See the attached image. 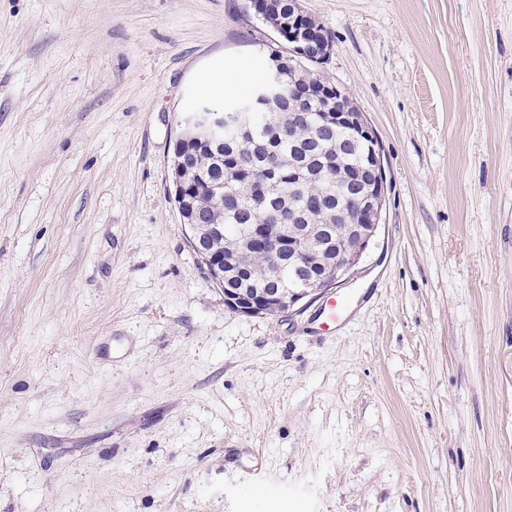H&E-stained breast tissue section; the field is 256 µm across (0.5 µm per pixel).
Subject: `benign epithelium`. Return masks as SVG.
<instances>
[{"mask_svg": "<svg viewBox=\"0 0 512 512\" xmlns=\"http://www.w3.org/2000/svg\"><path fill=\"white\" fill-rule=\"evenodd\" d=\"M304 11L298 0L288 2V50L298 62L323 64L329 58V47L322 37L301 25ZM266 76L257 88L255 101L263 104L281 95L285 86L279 66L267 60ZM324 126L345 125L355 139L373 137L365 118L344 108L326 112ZM184 129L194 137L207 141L223 138L224 114L208 106L184 116ZM345 192L352 201V208L345 214L338 237L329 229L308 226L297 236L286 237L278 224H256L252 240L268 252L278 265L312 266L309 241L320 237L317 246L321 251L336 249L329 267L321 275L301 279L288 289L263 288L248 294L238 288L224 289V305L245 315H270L296 312L329 291L338 288L356 274L357 267L374 242L381 221L385 193L384 164L380 152L372 150L358 177L345 182ZM205 268L215 281L224 278V260L214 254L204 255Z\"/></svg>", "mask_w": 512, "mask_h": 512, "instance_id": "1", "label": "benign epithelium"}]
</instances>
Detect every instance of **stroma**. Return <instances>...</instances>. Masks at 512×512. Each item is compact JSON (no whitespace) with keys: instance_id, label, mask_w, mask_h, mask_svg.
Here are the masks:
<instances>
[{"instance_id":"1","label":"stroma","mask_w":512,"mask_h":512,"mask_svg":"<svg viewBox=\"0 0 512 512\" xmlns=\"http://www.w3.org/2000/svg\"><path fill=\"white\" fill-rule=\"evenodd\" d=\"M300 4L387 181L322 338L174 202L204 84L284 47L249 0H0V512H512V0Z\"/></svg>"}]
</instances>
